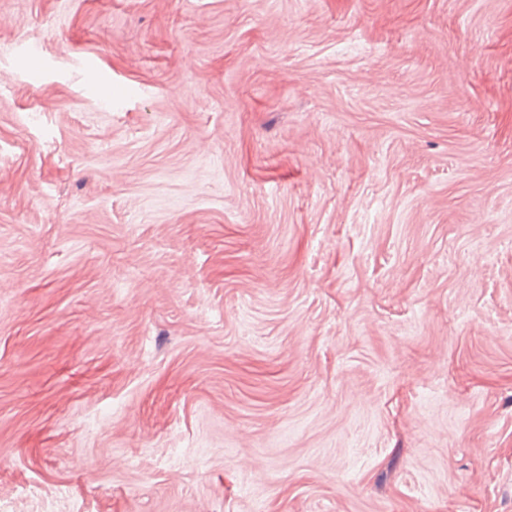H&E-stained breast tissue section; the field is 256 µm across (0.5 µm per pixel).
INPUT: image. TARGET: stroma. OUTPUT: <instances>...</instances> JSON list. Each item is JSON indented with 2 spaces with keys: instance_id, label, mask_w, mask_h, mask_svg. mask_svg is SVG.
Masks as SVG:
<instances>
[{
  "instance_id": "1",
  "label": "stroma",
  "mask_w": 512,
  "mask_h": 512,
  "mask_svg": "<svg viewBox=\"0 0 512 512\" xmlns=\"http://www.w3.org/2000/svg\"><path fill=\"white\" fill-rule=\"evenodd\" d=\"M56 490L512 512V0H0V512Z\"/></svg>"
}]
</instances>
